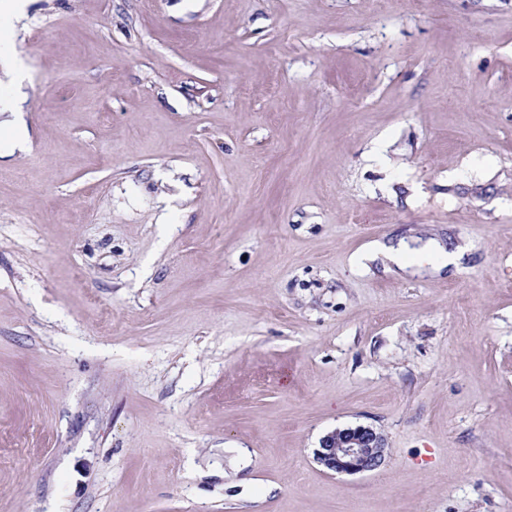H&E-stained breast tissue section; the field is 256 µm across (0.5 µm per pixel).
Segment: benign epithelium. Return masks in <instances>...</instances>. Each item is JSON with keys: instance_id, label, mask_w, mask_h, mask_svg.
Wrapping results in <instances>:
<instances>
[{"instance_id": "benign-epithelium-1", "label": "benign epithelium", "mask_w": 512, "mask_h": 512, "mask_svg": "<svg viewBox=\"0 0 512 512\" xmlns=\"http://www.w3.org/2000/svg\"><path fill=\"white\" fill-rule=\"evenodd\" d=\"M385 439L374 428L336 429L320 440L316 460L334 473L356 474L379 468L386 459Z\"/></svg>"}]
</instances>
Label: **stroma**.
<instances>
[{"label":"stroma","mask_w":512,"mask_h":512,"mask_svg":"<svg viewBox=\"0 0 512 512\" xmlns=\"http://www.w3.org/2000/svg\"><path fill=\"white\" fill-rule=\"evenodd\" d=\"M0 40V512H512V0H28ZM355 425L384 464L327 471ZM385 439L374 428L358 425L335 429L320 440L316 460L334 473L376 470L386 459Z\"/></svg>","instance_id":"obj_1"}]
</instances>
